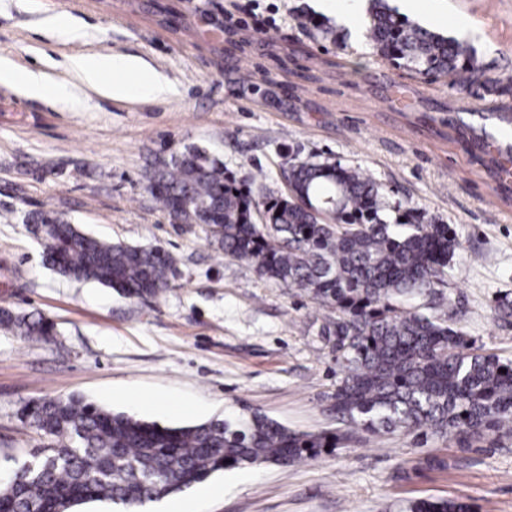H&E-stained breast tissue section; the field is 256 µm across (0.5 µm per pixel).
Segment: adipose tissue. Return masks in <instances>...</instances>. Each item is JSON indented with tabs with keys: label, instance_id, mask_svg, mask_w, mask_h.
<instances>
[{
	"label": "adipose tissue",
	"instance_id": "adipose-tissue-1",
	"mask_svg": "<svg viewBox=\"0 0 512 512\" xmlns=\"http://www.w3.org/2000/svg\"><path fill=\"white\" fill-rule=\"evenodd\" d=\"M70 67L81 83L108 98L157 96L167 89L165 80L136 57L79 56L71 58Z\"/></svg>",
	"mask_w": 512,
	"mask_h": 512
}]
</instances>
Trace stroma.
Wrapping results in <instances>:
<instances>
[{"mask_svg":"<svg viewBox=\"0 0 512 512\" xmlns=\"http://www.w3.org/2000/svg\"><path fill=\"white\" fill-rule=\"evenodd\" d=\"M347 0H0V58L45 72L65 97L0 83V307L41 311L56 336L0 331V477L44 454L20 420L39 399L79 396L162 425L258 409L299 431L336 426V362L320 326L334 309L225 257L200 224H173L149 193L156 163L196 146L265 204L286 190V153L332 157L382 184L390 204L451 225L462 244L443 312L475 346L512 359V145L504 110L425 82L373 53L362 28L343 47L301 27H337ZM407 18L472 40L490 76L512 73V0H419ZM52 18L79 30H53ZM269 20L266 32L254 19ZM141 58L166 94L114 100L69 70L73 55ZM51 205L112 242L179 259L159 298L127 299L44 264L26 224ZM434 456L445 468L417 467ZM188 512H403L409 500L462 497L512 512V434L461 446L418 432L367 437L289 467L229 469Z\"/></svg>","mask_w":512,"mask_h":512,"instance_id":"1","label":"stroma"}]
</instances>
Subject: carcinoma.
I'll return each mask as SVG.
<instances>
[{"label":"carcinoma","mask_w":512,"mask_h":512,"mask_svg":"<svg viewBox=\"0 0 512 512\" xmlns=\"http://www.w3.org/2000/svg\"><path fill=\"white\" fill-rule=\"evenodd\" d=\"M365 39L378 56L425 79L512 97V75L487 77L470 40L415 25L387 0H370ZM284 164L287 192L261 212L224 162L195 146L156 167L148 189L166 216L220 227L212 237L224 254L251 263L260 278L336 311L319 336L339 368L329 400L340 427L291 430L258 409L169 427L78 397L34 401L21 421L52 444L0 482V512H70L93 499L143 505L227 469L315 460L357 431L425 429L461 444L512 433V363L472 347L448 317L403 305L448 283L460 247L454 229L400 214L359 168L293 153ZM25 221L45 263L64 277L128 299L169 288L177 258L167 251L99 239L55 210L31 211ZM0 328L44 340L55 333L40 312L2 307ZM405 512L469 507L457 498L415 499Z\"/></svg>","instance_id":"cac0c4a2"}]
</instances>
